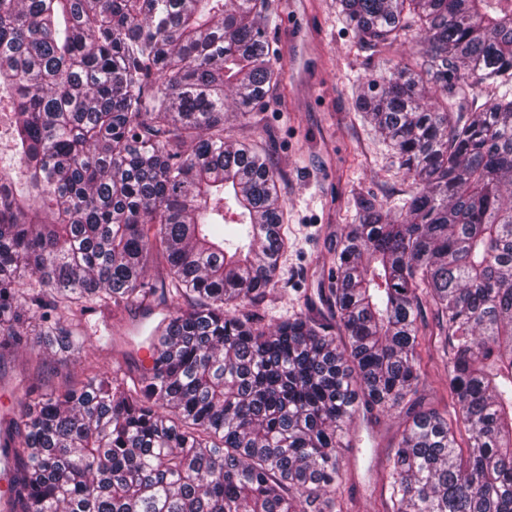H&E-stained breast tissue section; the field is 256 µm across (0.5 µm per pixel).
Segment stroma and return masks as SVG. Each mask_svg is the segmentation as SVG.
Returning a JSON list of instances; mask_svg holds the SVG:
<instances>
[{
    "label": "stroma",
    "instance_id": "obj_1",
    "mask_svg": "<svg viewBox=\"0 0 512 512\" xmlns=\"http://www.w3.org/2000/svg\"><path fill=\"white\" fill-rule=\"evenodd\" d=\"M303 25L310 42L299 78L288 65L293 50L288 30L267 32L278 50L283 81L265 111L233 117L235 136L260 142L280 172L281 198L288 208V248L277 270V284L252 311L274 326L300 313L307 304L325 307L335 272L333 258L348 224L356 219V198L370 192L393 202L408 198L412 187L361 113L353 109L354 91L366 81L374 61L359 49L351 31L336 17V0H304ZM170 310L133 307L120 322L88 315V334L108 336L109 349L98 352L109 372L121 368L139 376L146 364L151 330ZM422 383L419 398L389 412L356 415L340 453L344 479L337 492L343 512H384L389 496L388 459L400 439L406 416L420 408L453 414L448 372L439 339H419ZM82 364L50 347L25 348L0 359V420L18 419L21 401L58 393L80 381Z\"/></svg>",
    "mask_w": 512,
    "mask_h": 512
}]
</instances>
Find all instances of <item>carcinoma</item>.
I'll list each match as a JSON object with an SVG mask.
<instances>
[{
	"mask_svg": "<svg viewBox=\"0 0 512 512\" xmlns=\"http://www.w3.org/2000/svg\"><path fill=\"white\" fill-rule=\"evenodd\" d=\"M337 7L382 65L354 107L415 191L358 196L330 315L270 329L246 307L288 247L280 175L225 122L280 84L275 0H0V355L38 338L85 371L24 405L12 512H341L359 409L419 390L424 300L455 416L405 421L386 512H512V0ZM157 294L153 365L102 371L85 316Z\"/></svg>",
	"mask_w": 512,
	"mask_h": 512,
	"instance_id": "1",
	"label": "carcinoma"
}]
</instances>
